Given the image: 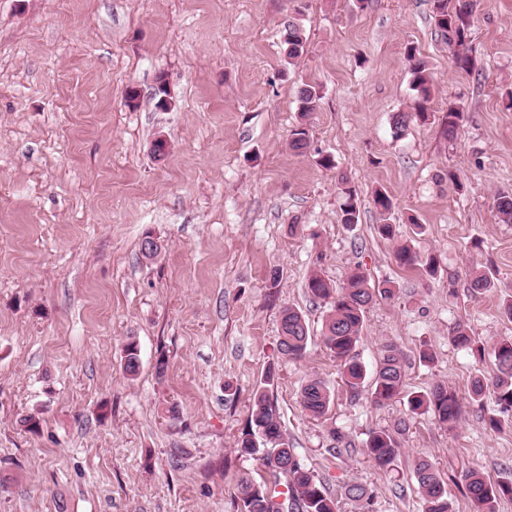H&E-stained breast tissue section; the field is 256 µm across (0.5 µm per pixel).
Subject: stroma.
<instances>
[{"label":"stroma","instance_id":"35a3bbf8","mask_svg":"<svg viewBox=\"0 0 512 512\" xmlns=\"http://www.w3.org/2000/svg\"><path fill=\"white\" fill-rule=\"evenodd\" d=\"M431 7L0 0V512H236L240 478L270 477L234 446L271 365L270 396L295 454L339 512H360L344 495L352 482L371 491L372 512H424L414 489L422 459L445 479L455 512H476L462 493L470 466L494 482L512 478V412L470 392L493 360L451 341L459 326L487 347L512 339L502 310L512 298V224L493 209L498 193H512V0H480L468 73L438 37ZM291 17L307 42L290 64L281 40ZM409 44L433 92L428 120L398 136L393 115L416 101ZM161 76L166 111L154 98ZM305 83L320 101L303 118ZM458 103L464 120L449 139L442 118ZM301 123L302 155L289 146ZM160 136L169 148L158 159ZM325 155L335 169L321 166ZM449 172L457 183L445 181ZM342 174L359 197L351 228L340 221ZM378 189L394 203L390 240L376 232ZM149 233L162 243L153 258L140 251ZM402 244L434 256L436 274L397 266ZM474 268L492 274L491 291L470 289ZM354 269L395 289L368 309L357 348L370 375L384 344L404 356L405 393L382 405L370 385L354 396L342 384L320 339L326 309L305 288L311 271L339 288ZM287 306L311 329L299 360L277 352ZM130 339L141 359L134 377L123 361ZM424 350L433 362L420 361ZM314 376L333 397L319 419L299 398ZM438 382L461 403L451 429L408 408V393ZM170 405L179 420L165 416ZM29 413L38 432L18 424ZM402 421L383 472L364 443Z\"/></svg>","mask_w":512,"mask_h":512}]
</instances>
